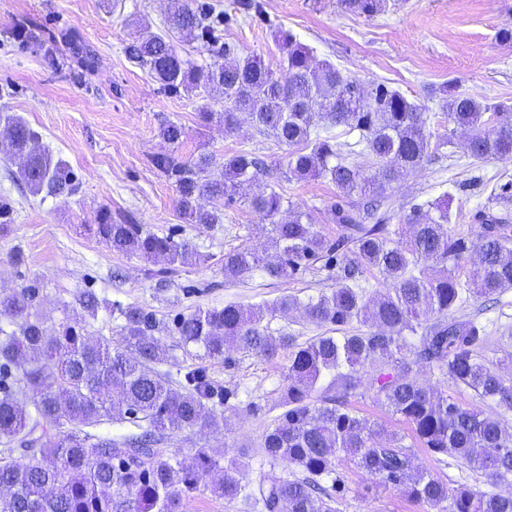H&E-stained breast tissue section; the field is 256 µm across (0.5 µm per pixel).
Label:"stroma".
Returning <instances> with one entry per match:
<instances>
[{
    "instance_id": "stroma-1",
    "label": "stroma",
    "mask_w": 512,
    "mask_h": 512,
    "mask_svg": "<svg viewBox=\"0 0 512 512\" xmlns=\"http://www.w3.org/2000/svg\"><path fill=\"white\" fill-rule=\"evenodd\" d=\"M260 3L261 17L224 31L240 52L279 69L274 35L289 30L310 48L314 62H330L362 85L383 83L399 91L434 114V135H448V145L391 183L386 217L392 238L408 235L406 218L415 205L441 198L449 201L452 236L473 238L476 214L491 207L501 186L512 189V162L467 156L461 147L467 133L441 116L438 91L448 85L512 113V40L498 36L512 29V0H386L372 17L346 11L339 0ZM173 9V0H0V114L21 116L79 182L73 195L31 194L13 177L17 159L0 148V197L15 209L14 223L0 230V289L38 279L48 322L81 318L75 295L85 288L111 302L139 304L167 323L182 312L231 302L270 303L288 295L304 303L336 284L334 271L324 268L292 279L262 271L245 281L226 279L225 251L265 243L247 204L225 209L222 224L213 229L179 219L173 188L150 163L170 151L162 129L171 122L187 132L183 156L208 153L219 162L240 151L263 156L272 175L246 187V195L278 181L285 200L310 212L322 234L332 240L339 235L329 214L336 199L332 183L294 177L287 147L259 137L248 117L231 133L217 124L201 127L198 98L164 94L145 69L128 60L124 49L136 26L146 22L160 31ZM20 24L29 25L36 44L23 48L14 42L12 31ZM79 44L93 56L91 69L77 64ZM102 208L116 219L133 216L161 235L176 232L195 245L202 261L177 268L168 287L158 288L143 261L113 253L87 232ZM17 248L25 255L20 266L11 259ZM455 315L486 325L490 339L481 354L512 379V289L470 298ZM165 342L170 353L156 364L158 373L175 381L201 367L232 394L224 422L175 433L167 450L224 449L243 464L247 483L258 484L270 473L260 442L282 411L287 350L268 361L233 349L224 364L201 358L199 349L177 347L174 337ZM414 453L419 467L448 484L512 493V484L491 485L456 459L441 465L422 448ZM336 473L347 488L339 512H422L400 490L376 487L345 458L337 459Z\"/></svg>"
}]
</instances>
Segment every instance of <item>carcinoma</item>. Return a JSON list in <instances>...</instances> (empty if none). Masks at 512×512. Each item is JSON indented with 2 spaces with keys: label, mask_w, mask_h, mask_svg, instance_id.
<instances>
[{
  "label": "carcinoma",
  "mask_w": 512,
  "mask_h": 512,
  "mask_svg": "<svg viewBox=\"0 0 512 512\" xmlns=\"http://www.w3.org/2000/svg\"><path fill=\"white\" fill-rule=\"evenodd\" d=\"M167 34L145 27L126 48L167 94L200 96L218 89L224 111L198 107L200 123L224 124L233 132L245 112L260 137L288 147V170L299 179L325 178L336 187L330 206L351 254L312 224L306 212L288 210L270 191L247 199L276 251V261L257 248L224 253V277L243 281L260 269L276 278L325 266L336 267V287L301 303L283 297L271 305L196 308L172 325L138 304L112 303L121 323L112 336H94L88 322L68 318L52 326L40 309V282L0 290V512H186L187 501L206 492L235 499L246 488L240 463L224 450L196 448L188 456L162 445L174 432L224 419L230 393L205 370L184 374L182 391L153 365L164 361V331L186 348L195 346L211 361L229 363L226 347L274 358L289 342L274 335L276 314L301 309L304 318L341 330L356 321L365 331L318 336L290 346L284 411L262 436L271 467L283 466L246 495L265 512H337L345 485L335 473L344 456L379 487L397 488L424 512H512V494L481 491L466 483L448 486L414 464L404 436L382 442L380 428L350 410L348 399L368 386L378 405L406 423L412 439L437 460L451 456L491 484L512 481V427L501 415L463 405L418 377L421 364L436 368L457 386L498 407L512 409V380L478 352L486 329L450 313L469 297L512 288V213L486 212L476 239L448 233V202L417 205L407 217L405 240L390 237L379 210L387 186L403 171L418 168L440 144L432 142L431 116L382 83L366 90L329 62L312 63L310 49L291 32L276 35L285 76L261 57L242 56L224 41V28L259 10L256 0H237L229 14L215 0H176ZM352 12L374 16L384 0H342ZM195 42L208 60L195 62L178 50ZM448 123L470 130L464 152L481 161L512 160V116L499 113L488 128L491 107L481 100L441 89ZM8 147L20 159L15 174L33 195L70 193L79 185L62 160L23 119L4 116ZM358 133L343 143L325 135L336 126ZM162 136L170 153L151 158L176 193L179 215L189 224L211 227L221 212L243 199V190L268 167L240 151L220 166L208 154L184 158L183 126L169 123ZM376 165L366 177L355 158ZM206 198L211 207L201 205ZM87 231L113 252L148 263L193 266L201 254L188 240L159 235L125 217L101 210ZM479 262L462 277L448 264L469 251ZM379 277L383 291L364 297L366 274ZM76 303L93 318L105 304L90 289ZM145 423L142 432L116 438L93 432L105 418Z\"/></svg>",
  "instance_id": "carcinoma-1"
}]
</instances>
